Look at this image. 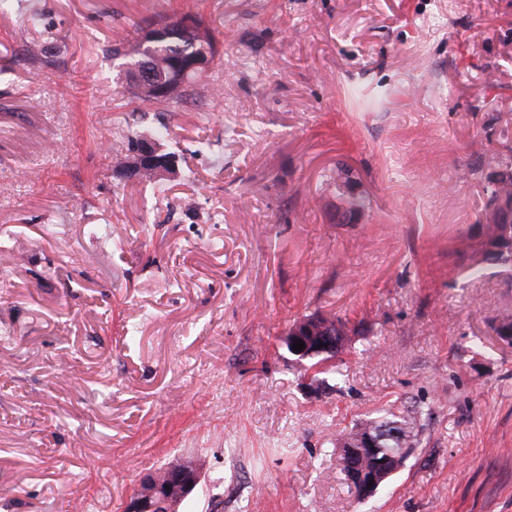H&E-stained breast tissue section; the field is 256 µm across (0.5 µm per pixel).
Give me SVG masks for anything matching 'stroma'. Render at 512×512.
I'll return each instance as SVG.
<instances>
[{
    "instance_id": "1",
    "label": "stroma",
    "mask_w": 512,
    "mask_h": 512,
    "mask_svg": "<svg viewBox=\"0 0 512 512\" xmlns=\"http://www.w3.org/2000/svg\"><path fill=\"white\" fill-rule=\"evenodd\" d=\"M186 13L220 90L159 112L112 50ZM163 126L161 194L115 167L117 132ZM505 171L512 0H10L0 512H122L178 457L183 512H512V270L470 274ZM315 313L349 336L312 381L281 339ZM413 408V455L357 500L337 438Z\"/></svg>"
}]
</instances>
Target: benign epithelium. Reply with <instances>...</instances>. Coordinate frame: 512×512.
<instances>
[{"label":"benign epithelium","mask_w":512,"mask_h":512,"mask_svg":"<svg viewBox=\"0 0 512 512\" xmlns=\"http://www.w3.org/2000/svg\"><path fill=\"white\" fill-rule=\"evenodd\" d=\"M170 66L187 76L209 70L208 53L190 57L169 59ZM138 82L139 91L151 96H161L169 91L163 83L158 68L130 66ZM134 159L124 161L117 173L129 180H136L144 171L158 170L168 174L165 167L172 162L158 155L157 148L149 140L137 143L132 152ZM297 341L305 343L304 349L293 350ZM282 342L295 361H304L331 355L336 352V333L323 327H313L307 322L294 324L282 338ZM407 426L401 422H387L383 426L368 428L360 433L355 444L348 446L345 462L349 466V483L359 500L370 498L378 490L377 478L398 471L400 459L409 458L413 449L405 444ZM201 480V471L183 461H173L140 480L138 486L124 501L123 512H177V505L194 495Z\"/></svg>","instance_id":"obj_1"}]
</instances>
